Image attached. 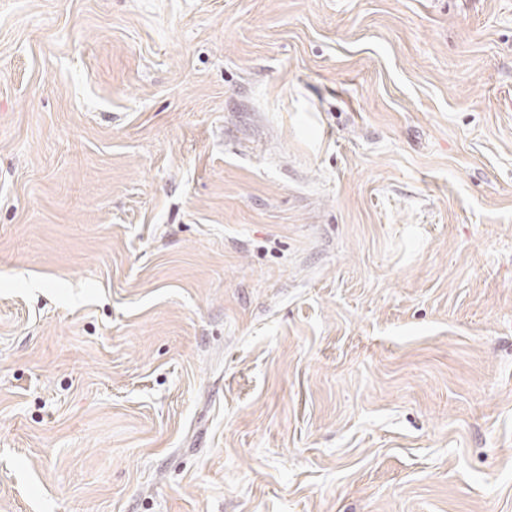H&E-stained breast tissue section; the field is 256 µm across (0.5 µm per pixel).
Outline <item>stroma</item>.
Instances as JSON below:
<instances>
[{
  "instance_id": "obj_1",
  "label": "stroma",
  "mask_w": 512,
  "mask_h": 512,
  "mask_svg": "<svg viewBox=\"0 0 512 512\" xmlns=\"http://www.w3.org/2000/svg\"><path fill=\"white\" fill-rule=\"evenodd\" d=\"M0 512H512V0H0Z\"/></svg>"
}]
</instances>
